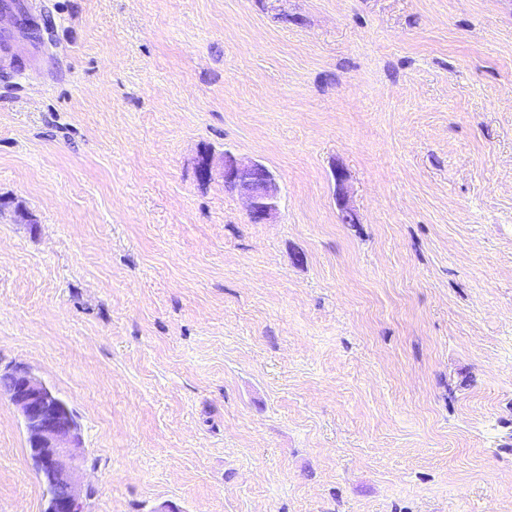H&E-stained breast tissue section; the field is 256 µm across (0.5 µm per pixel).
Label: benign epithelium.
<instances>
[{
	"label": "benign epithelium",
	"instance_id": "7a95c632",
	"mask_svg": "<svg viewBox=\"0 0 512 512\" xmlns=\"http://www.w3.org/2000/svg\"><path fill=\"white\" fill-rule=\"evenodd\" d=\"M197 172L204 180L217 174L224 187L243 193L252 223L264 224L276 213L279 186L263 164L243 162L229 151L216 159L205 149L198 158ZM5 394L24 422L29 455L39 465V477L54 489L45 512H83L88 491L78 477L79 436L73 416L26 368L10 374Z\"/></svg>",
	"mask_w": 512,
	"mask_h": 512
}]
</instances>
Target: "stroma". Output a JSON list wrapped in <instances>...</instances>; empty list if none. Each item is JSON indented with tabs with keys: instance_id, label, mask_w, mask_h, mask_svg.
I'll use <instances>...</instances> for the list:
<instances>
[{
	"instance_id": "1",
	"label": "stroma",
	"mask_w": 512,
	"mask_h": 512,
	"mask_svg": "<svg viewBox=\"0 0 512 512\" xmlns=\"http://www.w3.org/2000/svg\"><path fill=\"white\" fill-rule=\"evenodd\" d=\"M2 30L0 371L80 424L86 512H512V0ZM204 149L273 173L270 223ZM45 499L0 391V512Z\"/></svg>"
}]
</instances>
